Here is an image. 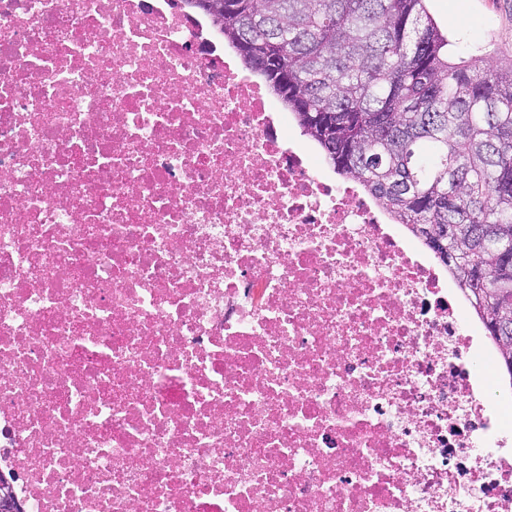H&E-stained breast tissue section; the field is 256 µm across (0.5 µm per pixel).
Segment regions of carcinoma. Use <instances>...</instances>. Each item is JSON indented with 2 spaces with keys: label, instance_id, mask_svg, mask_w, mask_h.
<instances>
[{
  "label": "carcinoma",
  "instance_id": "cac0c4a2",
  "mask_svg": "<svg viewBox=\"0 0 512 512\" xmlns=\"http://www.w3.org/2000/svg\"><path fill=\"white\" fill-rule=\"evenodd\" d=\"M206 8L333 170L448 267L512 378V59L448 57L427 0Z\"/></svg>",
  "mask_w": 512,
  "mask_h": 512
}]
</instances>
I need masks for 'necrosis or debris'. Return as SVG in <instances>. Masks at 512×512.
Here are the masks:
<instances>
[{"label": "necrosis or debris", "mask_w": 512, "mask_h": 512, "mask_svg": "<svg viewBox=\"0 0 512 512\" xmlns=\"http://www.w3.org/2000/svg\"><path fill=\"white\" fill-rule=\"evenodd\" d=\"M471 302L182 0H0V477L23 512H512Z\"/></svg>", "instance_id": "obj_1"}]
</instances>
